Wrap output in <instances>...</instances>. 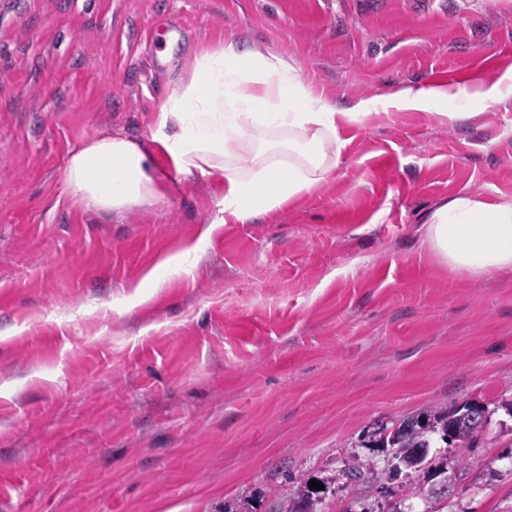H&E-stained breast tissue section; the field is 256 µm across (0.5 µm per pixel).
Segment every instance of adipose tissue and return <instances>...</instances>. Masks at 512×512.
Returning a JSON list of instances; mask_svg holds the SVG:
<instances>
[{
  "label": "adipose tissue",
  "instance_id": "obj_1",
  "mask_svg": "<svg viewBox=\"0 0 512 512\" xmlns=\"http://www.w3.org/2000/svg\"><path fill=\"white\" fill-rule=\"evenodd\" d=\"M502 80L473 76L457 89L444 84L396 91L399 108L432 109L455 99L496 103ZM366 104L340 111L322 101L299 68L234 40L200 51L192 74L160 107L149 142L115 133L85 141L70 155V196L106 216L162 197L156 153L180 173L224 185L216 223L244 224L315 192L334 174L345 142L340 121L363 116ZM426 236L449 270L469 277L512 269V202L452 197L427 220Z\"/></svg>",
  "mask_w": 512,
  "mask_h": 512
}]
</instances>
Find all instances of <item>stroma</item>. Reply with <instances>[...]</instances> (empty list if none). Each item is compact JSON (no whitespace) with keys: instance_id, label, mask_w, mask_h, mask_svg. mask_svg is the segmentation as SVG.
Listing matches in <instances>:
<instances>
[{"instance_id":"35a3bbf8","label":"stroma","mask_w":512,"mask_h":512,"mask_svg":"<svg viewBox=\"0 0 512 512\" xmlns=\"http://www.w3.org/2000/svg\"><path fill=\"white\" fill-rule=\"evenodd\" d=\"M278 55L344 125L335 177L204 235L223 186L159 160L120 220L65 190L70 153L149 140L196 54ZM512 69V0H0V512H413L414 475L352 491L364 440L437 404L488 417L448 462V512H512V270L449 271L424 221L512 201V96L470 117L400 88ZM68 308L60 319L56 309ZM293 490L282 497L272 512H322L319 508L322 495L320 490L310 489L309 481L296 483Z\"/></svg>"}]
</instances>
